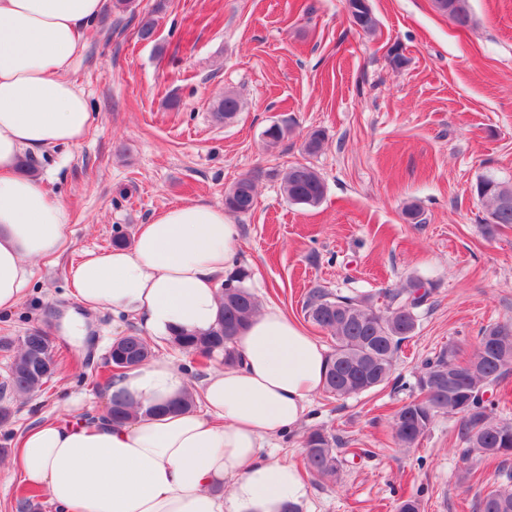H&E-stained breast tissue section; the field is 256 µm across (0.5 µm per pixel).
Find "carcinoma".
I'll return each mask as SVG.
<instances>
[{"label": "carcinoma", "mask_w": 512, "mask_h": 512, "mask_svg": "<svg viewBox=\"0 0 512 512\" xmlns=\"http://www.w3.org/2000/svg\"><path fill=\"white\" fill-rule=\"evenodd\" d=\"M433 3L439 13L459 27L472 22L469 0ZM156 26L154 13L143 15L138 23L140 38L151 39ZM240 109L239 98L229 92L214 106L219 120L234 118ZM475 191L488 207L484 219L487 233L512 225V183L487 175L476 183ZM283 192L293 204L315 206L324 196L325 184L313 167L296 164L285 175ZM254 200L255 184L244 177L225 193L224 209L246 214L252 210ZM249 276L246 268L239 267L224 280L221 317L211 331H179L168 342L189 354L207 358L221 354L225 362H235V340L259 310L258 301L245 286ZM431 294L423 280L410 278L388 293L381 311L369 296H339L322 287L311 289L304 303L305 315L335 341L329 354L325 389L338 398H348L389 381L395 355L415 335L419 309ZM459 352L460 348L451 344L422 361L415 385L423 397L403 403L392 414L394 442L399 448H410L429 431L436 417L450 415L460 421V440L465 444L462 459L475 452L488 461L505 462L512 458V423L493 417L492 401L484 398V393L512 373V323L486 328L467 363L459 361ZM152 355L145 337L129 334L112 343L108 364L119 372L143 364ZM56 370L52 337L43 330H32L21 338L11 362L10 389L18 395L32 396L42 391ZM450 370L459 382L448 380ZM109 404L108 413L114 423L122 424L133 414V403L125 397L113 395ZM302 460L308 473L332 480L337 479L343 466L333 438L320 429L305 437ZM480 512H512V490H488Z\"/></svg>", "instance_id": "obj_1"}]
</instances>
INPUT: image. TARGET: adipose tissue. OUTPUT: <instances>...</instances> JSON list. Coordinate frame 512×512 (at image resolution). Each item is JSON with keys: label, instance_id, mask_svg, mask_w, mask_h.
<instances>
[{"label": "adipose tissue", "instance_id": "adipose-tissue-1", "mask_svg": "<svg viewBox=\"0 0 512 512\" xmlns=\"http://www.w3.org/2000/svg\"><path fill=\"white\" fill-rule=\"evenodd\" d=\"M110 0H0V314L27 295L34 261L68 242L66 206L22 174L27 155L82 142L93 123L69 71ZM238 228L223 207L175 204L140 225L132 247L85 252L69 271L86 310L112 309L153 338L206 332ZM240 361L198 386L167 358L118 373L112 392L138 406L122 425L73 410L29 428L12 462L56 512H285L309 489L267 448L294 433L323 390L327 353L273 305L236 340ZM192 394L194 408L149 407Z\"/></svg>", "mask_w": 512, "mask_h": 512}]
</instances>
